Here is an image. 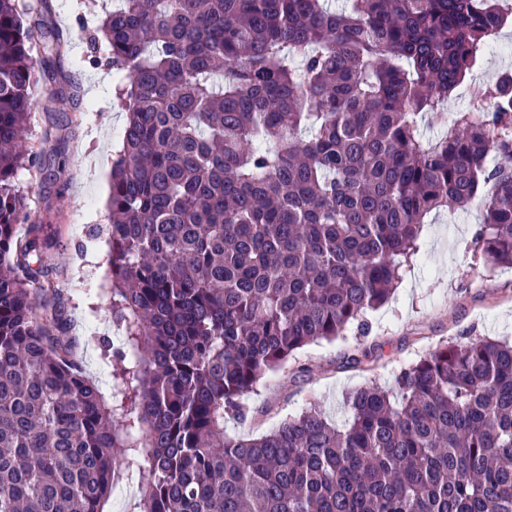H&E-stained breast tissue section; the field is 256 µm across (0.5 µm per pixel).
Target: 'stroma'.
Returning a JSON list of instances; mask_svg holds the SVG:
<instances>
[{
    "label": "stroma",
    "mask_w": 512,
    "mask_h": 512,
    "mask_svg": "<svg viewBox=\"0 0 512 512\" xmlns=\"http://www.w3.org/2000/svg\"><path fill=\"white\" fill-rule=\"evenodd\" d=\"M108 0H20L39 8L66 45L55 57L61 86L75 85L78 98H60L45 87L34 93L30 122L40 164L20 169L21 193L33 201L32 223L42 225L51 252L62 265L59 282L68 291L73 333L81 346L78 363L104 394L112 392V366L97 339H116L109 286V248L104 237H89L94 225L110 223L108 207L112 151L125 119L112 99L109 69L87 66L86 33ZM480 203L431 217L422 228L420 251L405 267L396 291L369 312V333L349 329L332 341L299 350L270 374L248 400L244 418H226L224 431L251 437L275 428L283 418L320 400L336 423H343V398L370 380L389 385L438 343L458 336L512 341V267L486 265L473 249L481 224ZM360 364H350L351 356Z\"/></svg>",
    "instance_id": "stroma-1"
}]
</instances>
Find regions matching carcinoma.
<instances>
[{
	"instance_id": "cac0c4a2",
	"label": "carcinoma",
	"mask_w": 512,
	"mask_h": 512,
	"mask_svg": "<svg viewBox=\"0 0 512 512\" xmlns=\"http://www.w3.org/2000/svg\"><path fill=\"white\" fill-rule=\"evenodd\" d=\"M498 0H115L88 37L125 113L104 232L105 396L76 365L60 265L16 172L63 34L0 0V512H512V344H437L393 384L224 434L263 377L387 301L429 215L479 199L512 266V74L446 105ZM39 45L41 57L32 54ZM443 126L427 139L424 118ZM148 477L147 456H141V469L132 478L122 476L119 481L113 484L112 492L105 502V512H133V503L138 498V491L141 482Z\"/></svg>"
}]
</instances>
